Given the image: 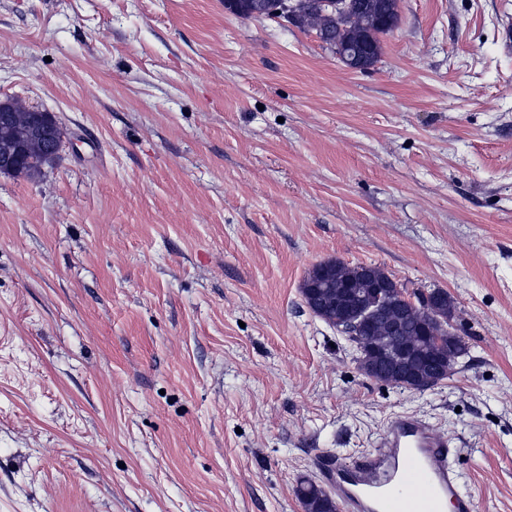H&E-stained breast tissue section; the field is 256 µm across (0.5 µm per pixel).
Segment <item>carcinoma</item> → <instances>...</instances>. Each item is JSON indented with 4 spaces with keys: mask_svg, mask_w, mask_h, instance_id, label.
<instances>
[{
    "mask_svg": "<svg viewBox=\"0 0 512 512\" xmlns=\"http://www.w3.org/2000/svg\"><path fill=\"white\" fill-rule=\"evenodd\" d=\"M275 0H224V8L232 14L258 20L275 19ZM353 22L343 23L334 16L324 20L319 32L326 46L344 47L364 41L374 16L394 14L400 10L399 0H352ZM359 265L338 261L325 274L312 268L305 278L301 293L314 315L333 328L345 325L348 312L363 310L362 288L359 287ZM406 287L390 288L379 304V310L363 321L356 335L342 334L357 353L359 369L368 377L397 388L408 383L405 370L397 361L400 349L414 353L418 364L413 366L428 390L447 379L460 358L468 353L466 342L446 334L427 335L423 323L433 319L425 309L410 310L402 302ZM303 512H337L336 502L314 481L303 478L296 487Z\"/></svg>",
    "mask_w": 512,
    "mask_h": 512,
    "instance_id": "cac0c4a2",
    "label": "carcinoma"
}]
</instances>
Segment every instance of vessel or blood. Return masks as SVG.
Masks as SVG:
<instances>
[{
  "instance_id": "1",
  "label": "vessel or blood",
  "mask_w": 512,
  "mask_h": 512,
  "mask_svg": "<svg viewBox=\"0 0 512 512\" xmlns=\"http://www.w3.org/2000/svg\"><path fill=\"white\" fill-rule=\"evenodd\" d=\"M455 448L429 422L400 415L374 451L354 461L320 456L315 468L344 512H474L451 463Z\"/></svg>"
}]
</instances>
